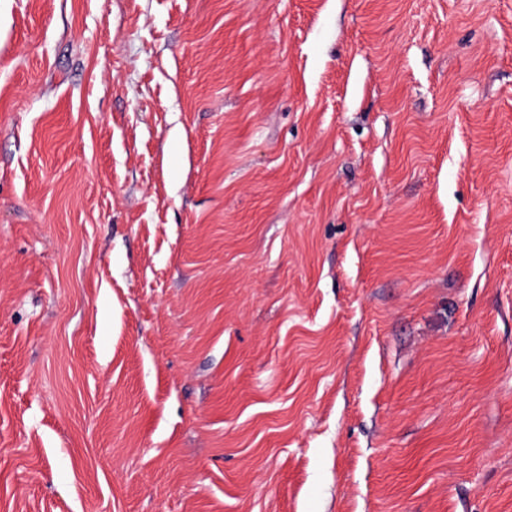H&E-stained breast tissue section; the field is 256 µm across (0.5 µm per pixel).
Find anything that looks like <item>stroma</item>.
Wrapping results in <instances>:
<instances>
[{"label": "stroma", "mask_w": 512, "mask_h": 512, "mask_svg": "<svg viewBox=\"0 0 512 512\" xmlns=\"http://www.w3.org/2000/svg\"><path fill=\"white\" fill-rule=\"evenodd\" d=\"M0 512H512V0H0Z\"/></svg>", "instance_id": "stroma-1"}]
</instances>
